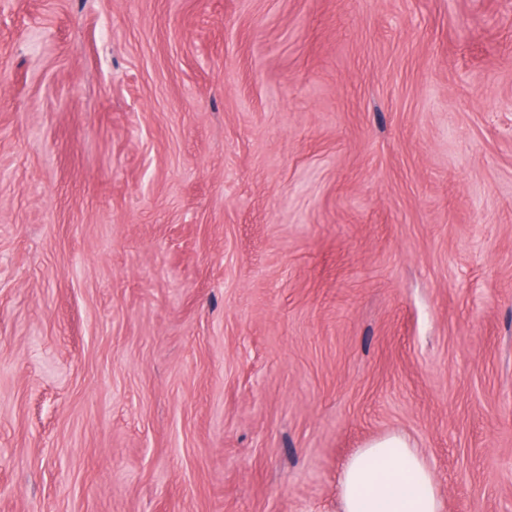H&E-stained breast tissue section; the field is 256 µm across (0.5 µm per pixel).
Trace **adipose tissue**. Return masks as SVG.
<instances>
[{"mask_svg":"<svg viewBox=\"0 0 512 512\" xmlns=\"http://www.w3.org/2000/svg\"><path fill=\"white\" fill-rule=\"evenodd\" d=\"M342 512H443L432 470L402 435L368 443L339 480Z\"/></svg>","mask_w":512,"mask_h":512,"instance_id":"ef3b65f1","label":"adipose tissue"}]
</instances>
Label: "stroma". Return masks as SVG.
<instances>
[{
	"instance_id": "35a3bbf8",
	"label": "stroma",
	"mask_w": 512,
	"mask_h": 512,
	"mask_svg": "<svg viewBox=\"0 0 512 512\" xmlns=\"http://www.w3.org/2000/svg\"><path fill=\"white\" fill-rule=\"evenodd\" d=\"M0 512H342L406 435L512 512V0H0Z\"/></svg>"
}]
</instances>
